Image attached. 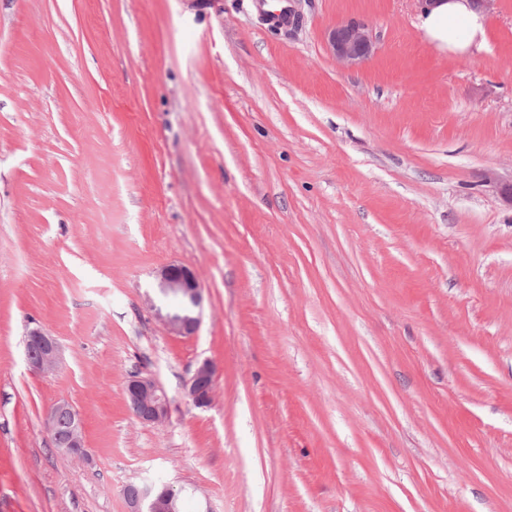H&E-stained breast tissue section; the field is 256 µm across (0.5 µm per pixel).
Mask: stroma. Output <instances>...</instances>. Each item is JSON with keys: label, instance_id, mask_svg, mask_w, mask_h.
<instances>
[{"label": "stroma", "instance_id": "stroma-1", "mask_svg": "<svg viewBox=\"0 0 512 512\" xmlns=\"http://www.w3.org/2000/svg\"><path fill=\"white\" fill-rule=\"evenodd\" d=\"M289 3L0 0V512H128L151 482L183 512H512V0L466 55L418 0ZM170 263L192 336L144 302ZM60 401L89 460L52 443ZM328 43L336 60L349 67L365 64L375 51V42L369 25L348 20L336 23L328 31ZM157 280L158 289L164 296L179 297L186 308L177 313L163 311L150 296H147V303L155 317L172 334L179 336L194 334L200 325L203 299L201 284L195 271L184 265L169 264L158 271ZM25 358L28 366L35 371H53L59 361V343L44 329H33L26 336ZM216 367L211 360L201 362L184 383V392L196 407L206 408L213 402ZM125 395L138 420L157 424L168 417V396L153 379L142 377L138 373L130 375L125 384Z\"/></svg>", "mask_w": 512, "mask_h": 512}]
</instances>
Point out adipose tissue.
Returning a JSON list of instances; mask_svg holds the SVG:
<instances>
[{
	"label": "adipose tissue",
	"instance_id": "1",
	"mask_svg": "<svg viewBox=\"0 0 512 512\" xmlns=\"http://www.w3.org/2000/svg\"><path fill=\"white\" fill-rule=\"evenodd\" d=\"M420 27L432 42L456 54L486 41L485 17L469 0H443L421 18Z\"/></svg>",
	"mask_w": 512,
	"mask_h": 512
}]
</instances>
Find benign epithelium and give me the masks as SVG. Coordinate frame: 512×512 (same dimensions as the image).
I'll list each match as a JSON object with an SVG mask.
<instances>
[{"label": "benign epithelium", "instance_id": "7a95c632", "mask_svg": "<svg viewBox=\"0 0 512 512\" xmlns=\"http://www.w3.org/2000/svg\"><path fill=\"white\" fill-rule=\"evenodd\" d=\"M328 43L336 60L349 67L365 64L375 51V42L369 25L357 20L339 22L328 31ZM158 289L165 295L179 297L186 305L181 312H168L147 298L155 317L172 334L189 336L200 325L202 288L198 276L191 268L169 264L157 273ZM59 343L49 332L34 329L25 344L28 366L39 372L54 370L59 361ZM216 367L208 359L201 362L184 383V392L192 403L206 408L213 402ZM125 395L136 418L144 423L163 422L169 414V399L164 389L153 379L138 373L129 376ZM71 418L67 428L61 420ZM47 426L53 443L59 451L73 458L85 459L82 421L78 411L69 403L55 404L47 414ZM181 491L169 485L160 488L147 484L136 493L126 495L130 512H179Z\"/></svg>", "mask_w": 512, "mask_h": 512}]
</instances>
